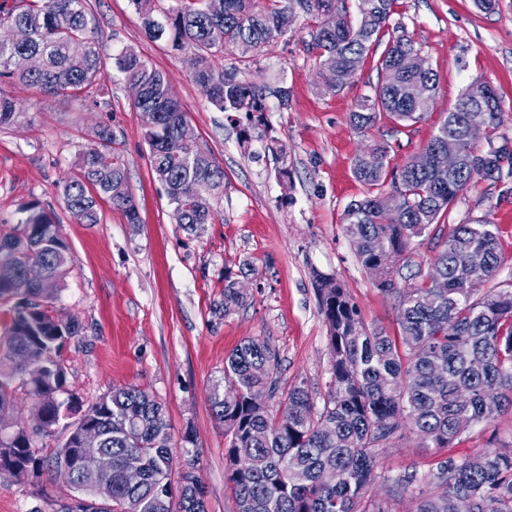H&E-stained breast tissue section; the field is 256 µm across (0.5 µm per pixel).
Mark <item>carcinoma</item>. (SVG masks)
<instances>
[{"mask_svg":"<svg viewBox=\"0 0 512 512\" xmlns=\"http://www.w3.org/2000/svg\"><path fill=\"white\" fill-rule=\"evenodd\" d=\"M85 0H0V25L22 26L30 40L19 46L0 42V84L25 83L54 95L83 99L107 68L144 89L141 112H157L158 127L145 131L152 172L165 190L175 223L189 227L215 219V200L224 190V169L213 155L180 139L186 111L172 99L166 77L132 50L104 57L93 36ZM145 31L153 38L173 34V47H193L196 81L220 112L262 118L265 90L238 79L214 63L223 48L208 43V29L224 26V48L241 55L259 52L285 35L299 13L336 14V27H317L311 49L333 78L324 90L350 83L354 70L377 50L396 0H179L163 19L155 0H131ZM416 49L406 34L390 36L376 67L379 82L352 112L361 130L384 116L409 127L431 117L405 98V86L421 84L436 96L437 73L431 65L418 74L400 70L401 56ZM17 53L39 55L41 69L19 72L10 59ZM487 109L486 126L498 120L495 91L472 83L454 108L434 122L429 140L401 167L390 168L389 147L376 142L353 165L368 196L351 201L342 229L362 268L397 305L399 335L365 327L355 303L332 276L315 274L320 312L329 335L330 381L323 410H315L305 384L285 395L272 368L277 353L255 338L245 340L224 362V383L207 399L224 428L225 469L237 512H363L362 499L377 468L376 449L399 440L409 429L432 448H449L471 427L512 411V282L487 289L471 287L497 278L504 262L499 226L483 218L471 224H447L460 192L477 176H491L512 148L504 143L485 156L475 154L467 131L477 112ZM19 107L0 92V127L13 124ZM96 142L82 150L80 168L58 183L67 210L82 224H98V199H107L130 224L139 221L129 191L126 164L115 150L116 136L97 126ZM461 148V166L443 171L431 157L448 139ZM15 224L0 225V303L11 304L9 330L0 333V471L23 481L44 470L55 472L58 457L70 453L80 462L90 449L78 431L48 448L55 427L79 414L99 433V447L112 451V472L92 476L76 467L67 476L87 506L83 512H206L205 491L196 482L199 458L191 455L177 468L164 406L137 386L112 389L108 403L82 407L67 393L62 347L80 336L77 320L59 326L52 320L60 269L72 262L69 246L52 210L32 201ZM439 249L423 271L416 260L423 241ZM483 255L474 268L470 255ZM28 264L44 268L43 279L25 288L17 280ZM246 295L224 276V313L244 305ZM19 393L31 401L29 419L15 415ZM68 394L65 399L60 395ZM139 464L142 480L130 485L125 467ZM326 469L338 471L333 484L320 482ZM417 512H512V454L482 449L458 463H439L429 487L418 489Z\"/></svg>","mask_w":512,"mask_h":512,"instance_id":"cac0c4a2","label":"carcinoma"}]
</instances>
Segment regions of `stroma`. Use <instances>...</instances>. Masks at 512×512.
<instances>
[{
    "mask_svg": "<svg viewBox=\"0 0 512 512\" xmlns=\"http://www.w3.org/2000/svg\"><path fill=\"white\" fill-rule=\"evenodd\" d=\"M493 10L475 0H397L390 28L405 31L438 75L435 112L453 109L473 81L494 87L498 120L476 144H512V0ZM95 36L105 55L128 47L163 73L184 106L198 144L224 169V192L211 224L175 223L165 192L153 176L144 119L122 80L104 76L107 109L37 91L4 86L22 114L0 128V223H15L21 205L51 207L74 261L61 278L54 303L59 315L76 319L80 338L63 352L67 387L83 401L108 395L115 386L146 389L166 410L176 457L198 455L197 475L207 492L208 512H237L225 474L224 431L208 404L210 388L224 381V360L247 338L266 340L278 354L273 370L280 390L305 383L323 405L330 380V349L313 275L333 276L346 289L365 326L397 335L393 299L375 287L356 261L341 229L345 207L366 188L353 175L356 156L377 140L390 147V163L402 165L432 135V121L400 127L380 119L368 133L351 122L358 98L379 80L367 60L351 84L325 93L315 53L308 50L318 18L301 14L288 33L252 56L225 51L219 66L239 79L270 88L266 110L250 130L248 146L239 128L218 112L194 78L190 48L175 49L145 31L131 0H88ZM287 88V107L274 89ZM116 136L128 169L139 221L127 223L111 203L99 201L100 223L81 224L65 208L57 182L78 167L82 149L99 124ZM288 151L287 181L268 151L270 138ZM489 218L500 226L505 262L499 280L512 279V165L476 177L452 207L448 221L467 224ZM244 285L245 304L224 310V277ZM193 429L195 442L181 437ZM482 448L512 452V414L482 423L449 448H428L413 433L377 451L376 478L365 507L416 512L415 491H392L408 472L429 480L440 461L471 456ZM74 490L65 479L42 475L18 481L0 473V512H62Z\"/></svg>",
    "mask_w": 512,
    "mask_h": 512,
    "instance_id": "obj_1",
    "label": "stroma"
}]
</instances>
